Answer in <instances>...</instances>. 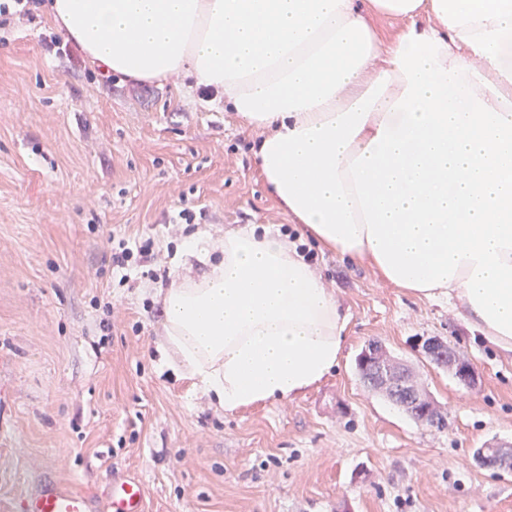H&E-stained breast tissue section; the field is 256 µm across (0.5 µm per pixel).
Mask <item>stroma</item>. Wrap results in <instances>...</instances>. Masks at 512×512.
Masks as SVG:
<instances>
[{"instance_id": "1", "label": "stroma", "mask_w": 512, "mask_h": 512, "mask_svg": "<svg viewBox=\"0 0 512 512\" xmlns=\"http://www.w3.org/2000/svg\"><path fill=\"white\" fill-rule=\"evenodd\" d=\"M56 33L41 10L0 31V501L52 481L100 498L132 476L145 512H512V471L473 456L512 445V357L367 266L314 255L350 321L336 372L305 395L229 413L172 372L152 266L113 269V237L172 253L198 229L296 226L216 94L190 75L104 76L47 49ZM185 208L205 216L181 223ZM431 336L467 356L475 385L424 357ZM372 340L414 368L446 428L362 385Z\"/></svg>"}]
</instances>
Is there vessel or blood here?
<instances>
[{"mask_svg":"<svg viewBox=\"0 0 512 512\" xmlns=\"http://www.w3.org/2000/svg\"><path fill=\"white\" fill-rule=\"evenodd\" d=\"M144 498L143 487L130 481L113 483L101 505L92 496L51 482L15 500L7 512H144Z\"/></svg>","mask_w":512,"mask_h":512,"instance_id":"obj_1","label":"vessel or blood"}]
</instances>
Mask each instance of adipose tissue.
<instances>
[{"mask_svg":"<svg viewBox=\"0 0 512 512\" xmlns=\"http://www.w3.org/2000/svg\"><path fill=\"white\" fill-rule=\"evenodd\" d=\"M104 75H193L256 132L259 176L316 242L512 354V0H46ZM403 20L383 41L370 19ZM299 242L185 237L164 352L228 412L291 400L348 316ZM202 272H194V265Z\"/></svg>","mask_w":512,"mask_h":512,"instance_id":"obj_1","label":"adipose tissue"}]
</instances>
